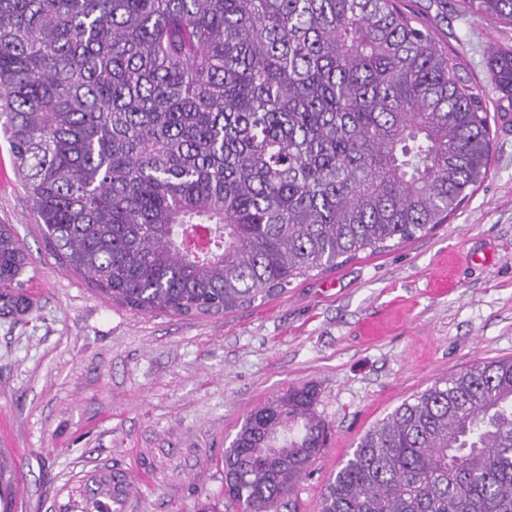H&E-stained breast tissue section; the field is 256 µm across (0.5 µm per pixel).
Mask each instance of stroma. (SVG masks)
<instances>
[{
    "instance_id": "1",
    "label": "stroma",
    "mask_w": 512,
    "mask_h": 512,
    "mask_svg": "<svg viewBox=\"0 0 512 512\" xmlns=\"http://www.w3.org/2000/svg\"><path fill=\"white\" fill-rule=\"evenodd\" d=\"M413 25L488 86L512 26L461 0H400ZM492 166L447 223L226 314H141L95 291L48 245L0 139V224L30 264L29 314L0 318V455L18 464L11 512H82L95 476L128 472L124 512H237L221 457L243 419L283 390L319 393L325 447L295 483L297 512L377 422L479 360L512 359V126L488 101Z\"/></svg>"
}]
</instances>
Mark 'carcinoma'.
<instances>
[{
    "instance_id": "1",
    "label": "carcinoma",
    "mask_w": 512,
    "mask_h": 512,
    "mask_svg": "<svg viewBox=\"0 0 512 512\" xmlns=\"http://www.w3.org/2000/svg\"><path fill=\"white\" fill-rule=\"evenodd\" d=\"M512 25V0H464ZM512 106V48L488 61ZM488 92L395 0H0V130L66 268L143 314L216 315L442 224L491 164ZM0 224V317L31 308ZM318 392L252 410L224 497L279 512L324 448ZM99 475L83 512H122ZM320 512H512V360L360 438Z\"/></svg>"
}]
</instances>
